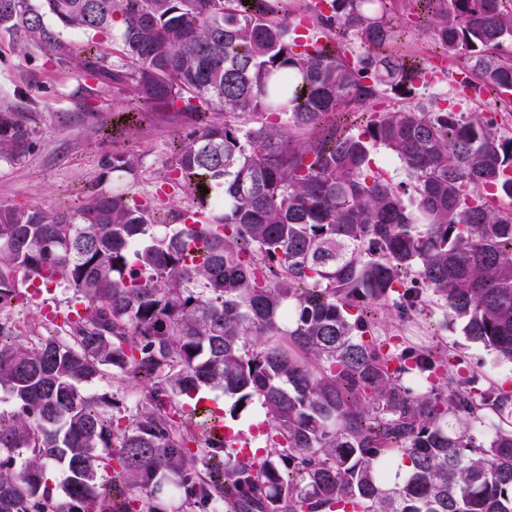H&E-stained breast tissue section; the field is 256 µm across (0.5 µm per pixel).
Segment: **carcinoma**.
Here are the masks:
<instances>
[{"mask_svg":"<svg viewBox=\"0 0 512 512\" xmlns=\"http://www.w3.org/2000/svg\"><path fill=\"white\" fill-rule=\"evenodd\" d=\"M503 2L411 0L434 52L480 92L512 89ZM305 13L327 42L297 40L294 0H0V28L52 55L47 17L95 35L121 22L120 64L86 42L79 69L130 87L127 112L185 113L171 172L218 208L154 233L162 220L132 202L120 176L136 164L120 147L110 193L0 205V313L25 283L84 302L61 336L0 320L13 403L0 412V512H165L169 477L224 512H512V391L477 386L438 349L387 348L368 315L438 305L512 363V208L496 205L512 201V132L418 95L430 59L406 52L394 0H331L327 13L310 0ZM383 92L408 104L337 121ZM30 143L1 110L0 160ZM380 147L407 181L372 174ZM106 370L142 386L126 426L85 390ZM205 388L235 411L261 401L266 457L191 450L175 406ZM450 415L487 419L493 435L451 431ZM400 460L409 472L392 484ZM51 461L67 463L61 496Z\"/></svg>","mask_w":512,"mask_h":512,"instance_id":"cac0c4a2","label":"carcinoma"}]
</instances>
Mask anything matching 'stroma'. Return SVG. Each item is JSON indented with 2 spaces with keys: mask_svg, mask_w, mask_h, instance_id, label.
Returning <instances> with one entry per match:
<instances>
[{
  "mask_svg": "<svg viewBox=\"0 0 512 512\" xmlns=\"http://www.w3.org/2000/svg\"><path fill=\"white\" fill-rule=\"evenodd\" d=\"M10 107L32 130V148L17 161H0V204L18 207L58 200L80 203L95 190H111L114 182L109 161L114 146H121L137 163L130 180L131 196L138 204L155 208L183 209L190 199L181 187L167 183L170 144L188 130L185 117L171 112H125L113 88H98L96 80L79 72L73 63L47 60L34 47L20 49L12 35L0 29V108ZM74 304L72 289L48 285L39 297L13 308L25 325L38 323L45 310L68 312ZM371 315L381 339L405 347L431 346L459 356L466 374L476 375L479 385L512 381V365L499 363L494 354L466 339L460 322H447L440 308L402 319L391 307L374 305ZM89 392L112 401V411L130 416L142 389L117 375L90 382ZM225 415L232 434L245 442L236 451L254 456L264 438L252 435L262 422L260 403L238 417H230V397L219 390L199 394Z\"/></svg>",
  "mask_w": 512,
  "mask_h": 512,
  "instance_id": "obj_1",
  "label": "stroma"
}]
</instances>
